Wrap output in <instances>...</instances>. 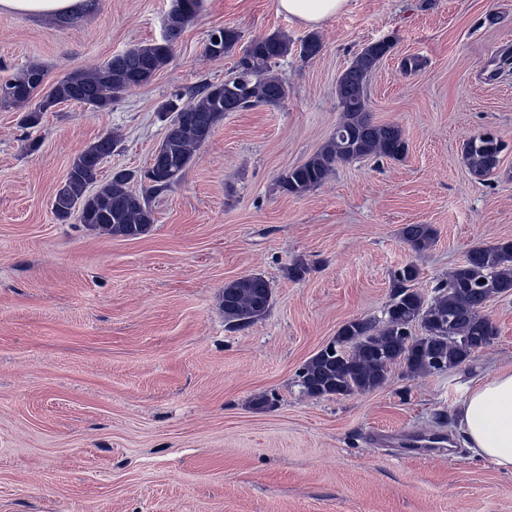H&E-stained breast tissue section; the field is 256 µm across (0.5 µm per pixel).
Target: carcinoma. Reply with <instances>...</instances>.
Returning <instances> with one entry per match:
<instances>
[{"label": "carcinoma", "mask_w": 512, "mask_h": 512, "mask_svg": "<svg viewBox=\"0 0 512 512\" xmlns=\"http://www.w3.org/2000/svg\"><path fill=\"white\" fill-rule=\"evenodd\" d=\"M199 7L200 0H175L166 30L179 36ZM209 38L219 43L207 55L221 59L240 41V34L233 27H224ZM372 47L374 57L358 54L337 81L336 95L342 109L339 126L348 135H333L309 160L288 170L280 182L285 193L305 195L321 186L342 163L368 157L396 161L406 157L402 129L373 121L367 109L369 80L391 52L393 42L383 39ZM321 49V40L314 34L297 45L278 33L251 41L224 82L198 85L194 100L184 102L177 97L173 99L175 108L173 102L162 105L161 111L168 113L178 128L164 136L159 147L161 163L143 175L148 180L145 192L139 194L129 188L137 178L130 171H114L108 181L98 182L103 160L117 147V140L108 136L90 144L73 160L64 186L55 195L54 214L64 221L77 210L83 224L116 237H139L154 223L148 196L162 193L179 181L194 152L209 140L224 113L279 105L286 92L282 82L271 75L272 65L292 52L308 59ZM172 51V44L162 40L139 45L103 66L74 71L46 91L44 71L33 64L0 80V105L23 110V123L30 127L38 125L44 113L66 102L107 109L120 94L148 84L169 63ZM502 150L503 144L495 136L471 137L463 144L462 161L475 179L483 181L499 169ZM402 237L412 250L421 252L434 244L436 231L429 224H409L402 229ZM416 276L417 268L412 264L395 272L392 313L378 321L354 319L345 323L332 349L318 352L304 364L300 377L311 375L323 386L322 391H311L309 396L371 392L386 381L394 365L428 375L457 366L481 350L490 333L484 303L494 296L512 294V240L474 250L448 274V281L436 287L430 300L409 286ZM268 288L269 283L259 275L224 284L222 306L229 329L245 330L268 311ZM415 325L422 330L420 338L411 337L410 329Z\"/></svg>", "instance_id": "1"}]
</instances>
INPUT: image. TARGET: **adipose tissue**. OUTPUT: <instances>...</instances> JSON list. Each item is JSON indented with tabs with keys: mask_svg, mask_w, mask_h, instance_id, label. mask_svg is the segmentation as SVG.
<instances>
[{
	"mask_svg": "<svg viewBox=\"0 0 512 512\" xmlns=\"http://www.w3.org/2000/svg\"><path fill=\"white\" fill-rule=\"evenodd\" d=\"M82 0H0V12L63 18ZM348 0H275L279 13L296 24L319 28L342 12ZM459 431L472 453L497 469L512 473V367L477 379L459 406Z\"/></svg>",
	"mask_w": 512,
	"mask_h": 512,
	"instance_id": "adipose-tissue-1",
	"label": "adipose tissue"
}]
</instances>
